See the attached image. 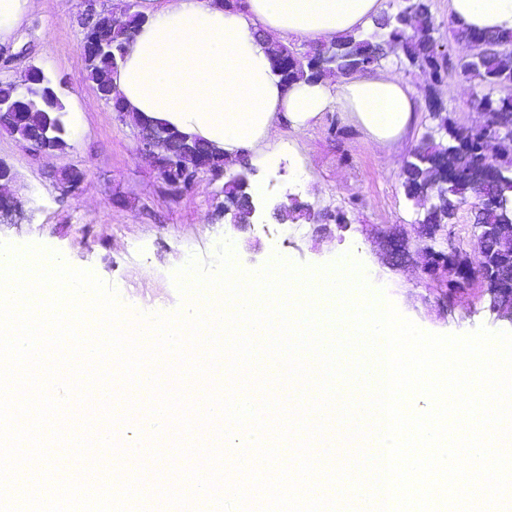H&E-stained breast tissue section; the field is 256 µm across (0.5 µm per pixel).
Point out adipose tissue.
<instances>
[{"label": "adipose tissue", "instance_id": "adipose-tissue-1", "mask_svg": "<svg viewBox=\"0 0 512 512\" xmlns=\"http://www.w3.org/2000/svg\"><path fill=\"white\" fill-rule=\"evenodd\" d=\"M383 0H145L148 17L128 42L114 86L134 116L195 135L232 160L273 156L278 125L314 124L343 105L382 147L401 141L414 119L408 86L392 72L336 82L296 81L273 73L265 39L328 42L365 30ZM448 15L484 32L512 29V0H448Z\"/></svg>", "mask_w": 512, "mask_h": 512}]
</instances>
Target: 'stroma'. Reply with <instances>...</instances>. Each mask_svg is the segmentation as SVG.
<instances>
[{
    "instance_id": "35a3bbf8",
    "label": "stroma",
    "mask_w": 512,
    "mask_h": 512,
    "mask_svg": "<svg viewBox=\"0 0 512 512\" xmlns=\"http://www.w3.org/2000/svg\"><path fill=\"white\" fill-rule=\"evenodd\" d=\"M62 9L59 0H30L18 32L0 43V81L27 85L31 69L49 78L66 106L63 149L44 152L0 128V167L11 173L8 195L21 209L0 223V243L39 245L64 253L72 267L92 271L107 284L124 286L127 311L173 314L187 300L172 274L191 257L209 259L223 238L234 240L242 269L277 253L289 261L323 266L335 262L338 249H350L374 289L399 312L436 334L463 335L486 327L512 333V322L494 319L488 295L474 284L452 306L434 293L438 282L421 273L417 261L397 263L387 255L383 232L414 230L425 211L409 198L402 169L428 127L433 110L456 124L474 127L481 116L475 96L512 94L449 70L436 80L402 53H387L379 69L390 68L410 86L415 121L395 155H388L343 107L324 112L313 127L293 130L281 124L283 148L277 160L255 167L252 187L263 199L298 202L315 212L341 213L346 230L322 229L301 218L281 224L259 208L254 224L239 231L224 218V183L198 176L179 199H171L153 160L138 149L140 129L121 120L85 79L79 47L80 0ZM83 173L78 190L63 188L61 175Z\"/></svg>"
}]
</instances>
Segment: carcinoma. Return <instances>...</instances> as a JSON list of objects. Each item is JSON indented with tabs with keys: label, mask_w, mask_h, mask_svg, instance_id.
Masks as SVG:
<instances>
[{
	"label": "carcinoma",
	"mask_w": 512,
	"mask_h": 512,
	"mask_svg": "<svg viewBox=\"0 0 512 512\" xmlns=\"http://www.w3.org/2000/svg\"><path fill=\"white\" fill-rule=\"evenodd\" d=\"M117 8L125 14V25L109 30V49L86 58L85 72L86 80L92 84L97 96L110 105L112 111L124 116L127 111L121 99L114 94L112 73L120 67L126 44L146 17L132 10L130 4H119ZM489 37L495 43V48L476 53L471 59L460 63L461 72L489 85L512 84V30L491 33ZM435 42L429 20L428 0H412L396 14L384 17L371 34L348 35L328 43L330 52L325 64L322 63L321 51L317 49L310 61L283 76L280 60L284 54L292 52V48L281 41H271L267 52L273 71L287 85L299 79L318 81L339 72L368 70L382 58V46L385 43L398 48L410 64L426 66L440 78L442 73L452 67V62L436 52ZM28 87L34 95L25 96L17 90L16 84L0 81V103L11 112L10 119L0 121V126L11 135L42 150L63 146L64 107L50 80L42 72L36 71L32 73ZM481 104L494 125L501 118L512 116V96L495 97L485 94ZM161 130L164 136L176 141L178 162L184 163L181 171L183 180L192 181L194 174L186 166L191 161L187 151L200 146L199 140L165 126ZM489 145L490 138L483 130H473L455 123L448 124L446 144L435 141L429 134L420 140L411 159L404 165L405 190L408 195L415 196L429 184L435 183L437 190L448 200L447 209L428 212L422 223L446 224L451 220L457 205L478 195L472 179V168ZM511 220L512 216L489 203L477 210V221L483 224H506Z\"/></svg>",
	"instance_id": "1"
}]
</instances>
